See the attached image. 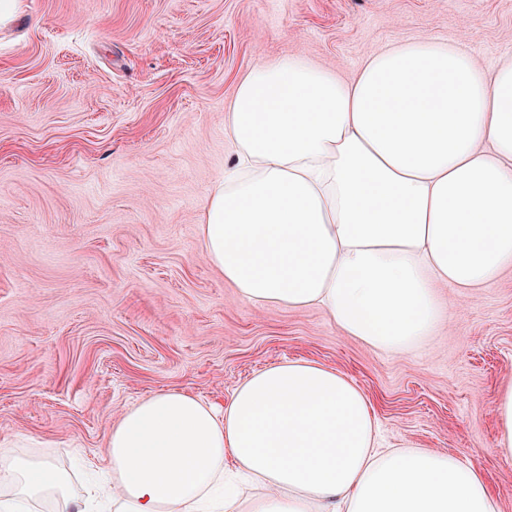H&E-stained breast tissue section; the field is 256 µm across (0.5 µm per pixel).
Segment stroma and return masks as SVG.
<instances>
[{
	"instance_id": "35a3bbf8",
	"label": "stroma",
	"mask_w": 512,
	"mask_h": 512,
	"mask_svg": "<svg viewBox=\"0 0 512 512\" xmlns=\"http://www.w3.org/2000/svg\"><path fill=\"white\" fill-rule=\"evenodd\" d=\"M512 58V0H24L0 28V439L33 434L78 500L122 411L161 391L220 405L304 359L373 403L380 441L450 452L512 512L493 400L512 376V270L458 298L407 352L375 351L318 307L241 299L199 218L236 162L224 113L259 61L352 80L396 40Z\"/></svg>"
}]
</instances>
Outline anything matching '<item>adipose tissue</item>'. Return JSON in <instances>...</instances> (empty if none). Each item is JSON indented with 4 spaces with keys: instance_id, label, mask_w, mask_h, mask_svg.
Masks as SVG:
<instances>
[{
    "instance_id": "1",
    "label": "adipose tissue",
    "mask_w": 512,
    "mask_h": 512,
    "mask_svg": "<svg viewBox=\"0 0 512 512\" xmlns=\"http://www.w3.org/2000/svg\"><path fill=\"white\" fill-rule=\"evenodd\" d=\"M224 131L235 167L200 218L206 259L241 298L324 308L371 349L406 352L441 320L434 288L512 268V61L396 41L356 78L296 58L256 63ZM512 457V378L494 403ZM367 395L308 360L254 373L224 405L154 394L113 424L98 493L112 512H501L483 470L377 445ZM0 444V512H81L53 461ZM252 494H244L243 484Z\"/></svg>"
}]
</instances>
